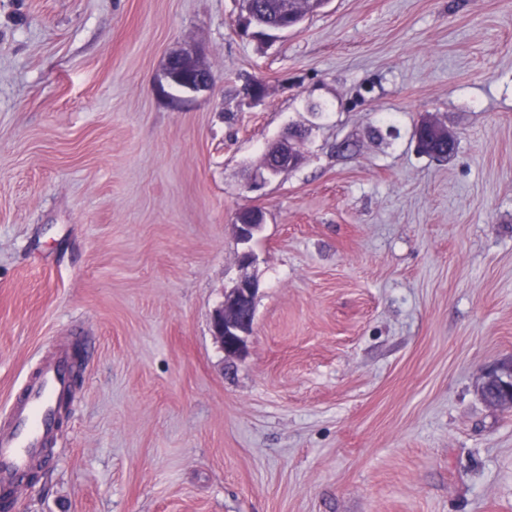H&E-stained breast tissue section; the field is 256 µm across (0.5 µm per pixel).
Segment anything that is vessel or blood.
<instances>
[{
	"instance_id": "b4317fda",
	"label": "vessel or blood",
	"mask_w": 512,
	"mask_h": 512,
	"mask_svg": "<svg viewBox=\"0 0 512 512\" xmlns=\"http://www.w3.org/2000/svg\"><path fill=\"white\" fill-rule=\"evenodd\" d=\"M71 372L70 347H58L9 400L0 425V491L15 493L25 486L31 465L57 431V409L70 397Z\"/></svg>"
}]
</instances>
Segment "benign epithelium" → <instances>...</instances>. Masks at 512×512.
Segmentation results:
<instances>
[{"label": "benign epithelium", "mask_w": 512, "mask_h": 512, "mask_svg": "<svg viewBox=\"0 0 512 512\" xmlns=\"http://www.w3.org/2000/svg\"><path fill=\"white\" fill-rule=\"evenodd\" d=\"M162 80L168 87L181 83L182 91L189 94L207 91L213 83L212 74L200 54L186 50H175L167 55ZM415 139L419 151L429 155L432 154L430 147L439 144L448 146L451 153L456 143V137L448 128L432 119H426L417 126ZM297 140L298 131L286 130L276 141V151L269 155L265 165L255 170L253 178L265 182L294 167L298 161L295 151ZM263 224L261 210L239 212L236 229L240 241L248 243L253 240ZM257 292V280L247 274L241 275L232 287L225 290L224 302L212 315V335L228 357H237L246 349L255 319ZM478 391L486 403L512 409V365L501 363L491 367L483 376Z\"/></svg>", "instance_id": "7a95c632"}]
</instances>
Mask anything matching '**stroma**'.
<instances>
[{
	"mask_svg": "<svg viewBox=\"0 0 512 512\" xmlns=\"http://www.w3.org/2000/svg\"><path fill=\"white\" fill-rule=\"evenodd\" d=\"M244 15L0 0V404L57 346L82 359L12 512H512V409L477 391L512 360V0ZM179 46L214 80L183 105L158 88ZM289 128L297 164L251 188ZM247 249L228 357L210 319ZM415 139L420 152L433 156L435 155L434 152L429 150L431 146L447 145L448 154L442 148L436 147L438 158L450 155L456 143V137L448 131V128L432 119H426L417 126ZM264 214L260 209H249L238 213L236 229L240 241L248 243L260 232ZM258 282L247 274L225 290L224 302L211 318L212 335L224 349L225 356L237 357L246 349L255 319Z\"/></svg>",
	"mask_w": 512,
	"mask_h": 512,
	"instance_id": "stroma-1",
	"label": "stroma"
}]
</instances>
